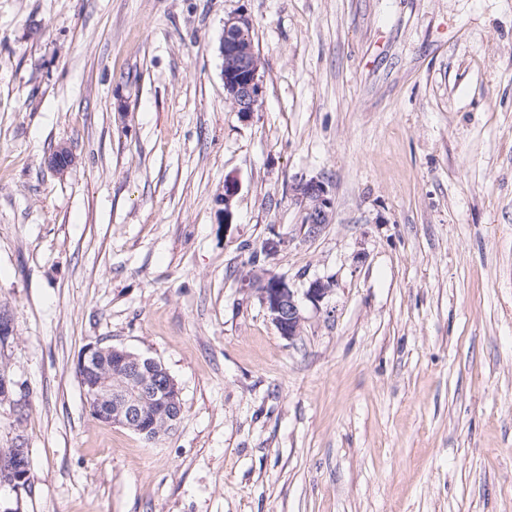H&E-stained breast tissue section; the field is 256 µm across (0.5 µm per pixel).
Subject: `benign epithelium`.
<instances>
[{
	"instance_id": "1",
	"label": "benign epithelium",
	"mask_w": 512,
	"mask_h": 512,
	"mask_svg": "<svg viewBox=\"0 0 512 512\" xmlns=\"http://www.w3.org/2000/svg\"><path fill=\"white\" fill-rule=\"evenodd\" d=\"M253 23L249 16L237 14L224 21L219 53L223 60L224 90L234 109L242 114L256 111L263 99L264 87L260 76L261 61L252 39ZM70 147L62 143L47 157L49 168L63 172L74 163ZM293 191L303 207L304 224L301 230L308 238H315L330 219L332 201L324 182L317 179L298 182ZM276 247L268 240L257 252L256 262L248 274L241 277L240 288L256 293L277 332L293 340L301 335L304 322L303 307L298 291L281 276L266 270L261 262ZM334 283L316 278L308 283L304 299L314 308L333 291ZM15 335L14 319L5 308H0V339L8 341ZM122 366L121 377L112 379L105 369L107 356ZM77 367L93 377L89 404L95 419L129 429L141 436L161 433L177 423L181 416V390L168 370L153 358L134 354L125 348H103L98 344L87 346L81 353ZM28 397L23 387L8 369L0 370V406H8L13 415L26 409ZM0 470L5 479L0 483L12 489L27 484L30 473V455L22 435H17L11 447L0 454Z\"/></svg>"
}]
</instances>
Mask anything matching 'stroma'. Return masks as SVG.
<instances>
[{"label": "stroma", "instance_id": "1", "mask_svg": "<svg viewBox=\"0 0 512 512\" xmlns=\"http://www.w3.org/2000/svg\"><path fill=\"white\" fill-rule=\"evenodd\" d=\"M272 239L334 282L293 340L240 288ZM0 305L31 459L0 512H512V0H0ZM97 343L169 370V435L91 416ZM253 23L246 14L224 21L219 53L223 60L224 90L236 112H255L263 99L261 61L252 39ZM293 191L305 214L301 230L308 238L317 237L330 219L332 201L328 197L327 186L317 179L303 180L295 185Z\"/></svg>", "mask_w": 512, "mask_h": 512}]
</instances>
